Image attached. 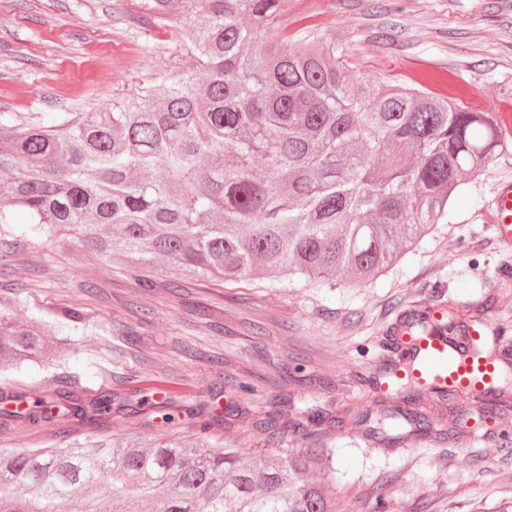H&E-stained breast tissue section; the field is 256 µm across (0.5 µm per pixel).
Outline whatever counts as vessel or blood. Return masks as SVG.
<instances>
[{
  "instance_id": "obj_1",
  "label": "vessel or blood",
  "mask_w": 512,
  "mask_h": 512,
  "mask_svg": "<svg viewBox=\"0 0 512 512\" xmlns=\"http://www.w3.org/2000/svg\"><path fill=\"white\" fill-rule=\"evenodd\" d=\"M486 222L494 224L495 231L505 248H512V181L499 183L484 215ZM483 341L477 329L466 336L448 340L447 336L431 333L419 338L406 337L403 368L422 384L438 391L453 386L475 387L486 392L493 381L495 369L487 359L476 357L475 347Z\"/></svg>"
}]
</instances>
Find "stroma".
<instances>
[{
  "mask_svg": "<svg viewBox=\"0 0 512 512\" xmlns=\"http://www.w3.org/2000/svg\"><path fill=\"white\" fill-rule=\"evenodd\" d=\"M281 36L307 31L335 44L352 74L383 82L428 79L472 93L485 111L512 103V0H287ZM183 30L143 17L141 0H0V114L25 122L68 112H108L159 69L181 71ZM512 179V156L493 161L460 197L449 223L395 269L364 287H281L273 279L197 280L171 291L156 277L137 288L140 269L76 249L68 236L23 242L22 260L0 270V293L30 282L17 314L60 324L67 308L89 322L73 353L50 368L29 365L4 375L9 388L54 389L87 400L161 388L186 404L237 403L249 416L214 429L225 445L265 456L311 446L293 429L276 440L254 425L279 399L289 420L328 409L359 414L373 406L368 378L391 359L392 327L421 307L493 300L491 328L512 348V250L502 247L481 211L497 182ZM151 310L142 320V310ZM103 339L112 347L97 355ZM103 365L109 377H99ZM256 390L235 396L228 378ZM192 422L165 425L148 411L86 421L45 423L0 416V450L43 448L88 436L135 434L147 441L189 434ZM466 442L429 437L380 447L358 432L332 443L340 512H373L386 490L395 512H498L512 500V443L496 420L469 423Z\"/></svg>",
  "mask_w": 512,
  "mask_h": 512,
  "instance_id": "35a3bbf8",
  "label": "stroma"
}]
</instances>
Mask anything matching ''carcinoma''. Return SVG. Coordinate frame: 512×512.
Segmentation results:
<instances>
[{"instance_id": "cac0c4a2", "label": "carcinoma", "mask_w": 512, "mask_h": 512, "mask_svg": "<svg viewBox=\"0 0 512 512\" xmlns=\"http://www.w3.org/2000/svg\"><path fill=\"white\" fill-rule=\"evenodd\" d=\"M145 0L158 26L184 23L189 75L158 73L110 112L62 122L0 116V223L23 210L17 242L67 233L73 242L169 278L284 288L360 286L395 268L451 217V197L512 152L498 112H480L410 79L351 77L336 45L274 42L284 0ZM28 284L0 295V371L66 359L70 342L14 312ZM69 330L88 322L62 315ZM393 401L364 438L381 446L433 434L426 387L391 382ZM15 420L110 419L142 406L164 424L180 413L196 436L170 443L114 435L63 447L0 450V512H337L328 444L278 458L227 448L224 417L150 390L83 402L8 391ZM307 429L286 415L261 419Z\"/></svg>"}]
</instances>
